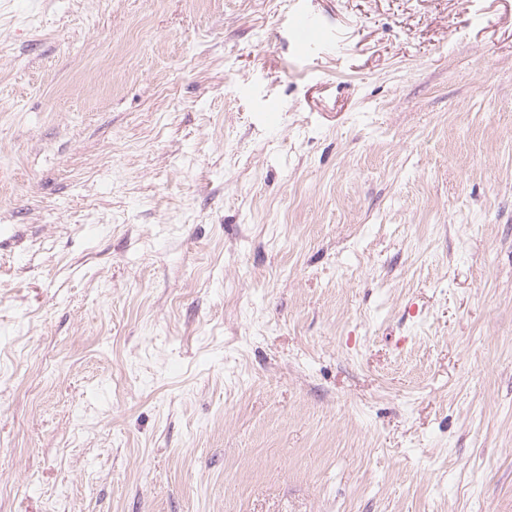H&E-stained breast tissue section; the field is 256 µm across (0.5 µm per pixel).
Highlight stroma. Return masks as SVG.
Here are the masks:
<instances>
[{"label": "stroma", "instance_id": "1", "mask_svg": "<svg viewBox=\"0 0 512 512\" xmlns=\"http://www.w3.org/2000/svg\"><path fill=\"white\" fill-rule=\"evenodd\" d=\"M0 512H512V0H0Z\"/></svg>", "mask_w": 512, "mask_h": 512}]
</instances>
